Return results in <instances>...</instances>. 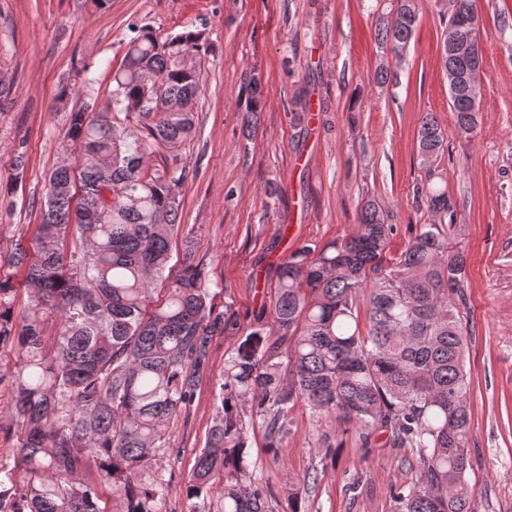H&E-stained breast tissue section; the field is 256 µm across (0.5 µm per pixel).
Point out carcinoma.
<instances>
[{
    "instance_id": "1",
    "label": "carcinoma",
    "mask_w": 512,
    "mask_h": 512,
    "mask_svg": "<svg viewBox=\"0 0 512 512\" xmlns=\"http://www.w3.org/2000/svg\"><path fill=\"white\" fill-rule=\"evenodd\" d=\"M379 19L389 59L407 54L417 23L414 0H393ZM448 12L446 28L477 31V0ZM121 63L109 69L111 108L70 112L64 151L84 156L81 198L74 175L56 167L45 183L40 222L0 254V382L14 404L0 430L14 438L15 466L0 465V512H158L169 482L147 465L170 452L171 419L189 408L208 369L212 338L224 333L203 262L183 241L182 273L166 275L181 224L185 175L150 172L151 148L191 137L202 88V35H162L132 27ZM244 111H262L255 79L244 85ZM456 126L474 132L478 113L465 89L449 92ZM138 118V126L118 124ZM444 134L428 113L417 155L426 181L417 187L434 216L419 224L393 261L394 225L373 200L360 204L356 231L282 258L270 309L224 360L213 423L183 491L189 500L221 497V512H304L310 474L287 473L285 499L250 470L248 427L265 425L267 453L279 455L289 405L334 415L364 431L385 429L416 450L420 478L398 496V512H469L471 435L468 334L452 297L465 301L467 257L448 245L441 224L454 221L448 190L434 182ZM26 268L31 299L15 309L11 270ZM368 297V326L355 315Z\"/></svg>"
}]
</instances>
